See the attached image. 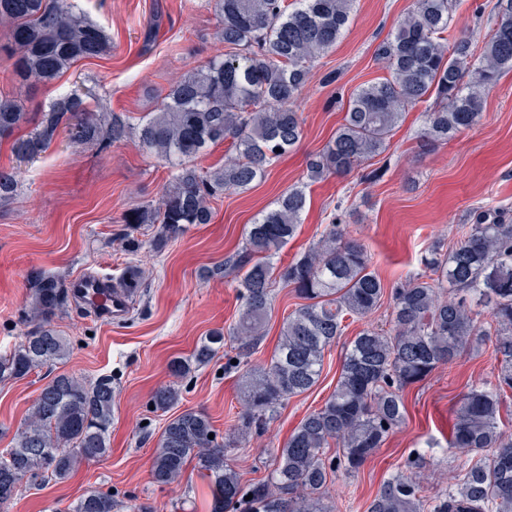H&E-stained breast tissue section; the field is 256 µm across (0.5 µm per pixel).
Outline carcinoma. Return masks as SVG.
I'll use <instances>...</instances> for the list:
<instances>
[{
    "instance_id": "carcinoma-1",
    "label": "carcinoma",
    "mask_w": 512,
    "mask_h": 512,
    "mask_svg": "<svg viewBox=\"0 0 512 512\" xmlns=\"http://www.w3.org/2000/svg\"><path fill=\"white\" fill-rule=\"evenodd\" d=\"M352 5L214 0L217 37L227 51L171 85L160 111L132 125L123 112L91 111L87 95L76 90L43 112L1 98L0 140L12 141L18 158L32 160L62 129L74 145L102 148L134 136L173 173L157 205L123 215L124 251L159 252L187 225L210 223L212 200L248 189L301 141L293 103L313 63L336 45ZM456 6L457 0H416L415 10L394 24L377 53L388 76L350 99L344 123L309 164L310 181L345 174L382 154L403 113L418 103L433 101L420 135L425 146L446 143L477 123L485 91L512 70V0H496L498 22L480 43L446 36ZM0 25L9 28L15 74L34 85L50 83L110 47L105 29L89 21L75 0H0ZM26 127L30 131L21 133ZM227 140L233 156L222 166L196 167L203 151ZM16 189L15 175L0 171V202ZM306 203L303 189H289L248 226L242 251L224 264L237 282V320L202 338L190 357L173 361V376L209 364L227 339L238 344L237 359L244 362L263 339L276 283L293 288L305 303L283 319L270 362L246 370L239 383L241 427L258 431L277 407L317 384L326 350L344 334L346 321L367 317L387 298L391 331L366 328L349 341L333 393L278 449L266 479L242 484L224 444L209 438L216 433L209 415L186 410L166 422L152 457V482L171 485L192 464L211 491V512H339L327 493L329 480L356 473L402 424L404 389L490 341L497 373L468 388L448 424V447L461 453L448 483L426 497L417 475L398 470L366 512H512V435L504 431L503 416L512 390V215L499 208L483 212L476 223L463 225L448 249L428 250L424 272L389 290L371 269L364 245L335 223L298 258L277 266ZM144 227L151 230L148 239L134 236ZM122 278V286L139 289L143 272L130 264ZM31 297L35 326L0 355V381L24 379L69 354L65 338L49 328L69 302L65 282L43 273ZM115 392V379L107 374L91 382L55 376L8 455L0 454V504L13 500L25 483L63 481L78 464L106 456ZM180 397V389L168 385L155 392L153 404L166 412ZM333 442L339 453L330 458ZM114 507L112 495L99 492L80 498L73 512Z\"/></svg>"
}]
</instances>
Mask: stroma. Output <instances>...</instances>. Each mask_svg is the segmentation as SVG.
Wrapping results in <instances>:
<instances>
[{"label":"stroma","mask_w":512,"mask_h":512,"mask_svg":"<svg viewBox=\"0 0 512 512\" xmlns=\"http://www.w3.org/2000/svg\"><path fill=\"white\" fill-rule=\"evenodd\" d=\"M81 3L88 19L109 34V53L78 61L52 83L35 88L19 85L11 60L0 55V98L39 112L66 92L88 90L94 111L124 112L136 122L160 109L169 87L187 70L224 48L217 39L213 0ZM415 6L416 0H355L341 38L317 59L295 102L302 140L250 190L213 202L211 223L189 225L159 253L144 249L131 256L119 240L123 214L157 204L171 178L167 165L143 152L135 138L100 149L75 146L62 135L29 161L15 157L11 142H0V169L13 172L18 183L15 196L0 202V353L33 327L27 317L29 282L37 273L68 282L88 273L114 278L130 263L145 271L141 291L122 319L102 321L70 301L52 321L70 343L69 357L24 379L0 382V451L11 447L15 431L56 375L91 381L109 374L117 384L111 454L80 465L69 480L26 487L0 505V512H68L91 490L111 493L115 512H131L141 503L154 512H210L209 488L196 471L163 488L150 478L152 453L168 418L152 409V397L175 382L182 389L181 409L211 417L243 481L267 477L291 432L333 392L350 337L366 327L391 328L385 306L350 325L326 351L317 385L279 407L262 431L244 436L237 433L242 407L240 371L229 365L236 357L232 342H225L210 364L174 379L172 360L188 357L204 336L235 322L236 282L222 267L243 248L246 226L288 189L304 188L308 207L296 236L280 252V263L298 257L334 220L364 243L373 269L390 288L421 272L427 249L456 241L460 226L474 223L487 206L512 211V71L487 92L479 123L448 143L422 148L426 107L420 104L404 113L382 155L342 176L308 178L309 159L335 135L352 94L386 77L376 49ZM491 7L490 0H460L451 33L487 34L495 23ZM377 168L383 176L370 178ZM299 304L292 288L276 287L272 316L249 365L269 362L283 318ZM495 365L491 347L485 346L407 387L404 422L355 476L330 483L329 494L341 512H365L382 482L416 456L426 494L446 485L455 457L444 442L448 421L459 396L472 382L492 378Z\"/></svg>","instance_id":"obj_1"}]
</instances>
